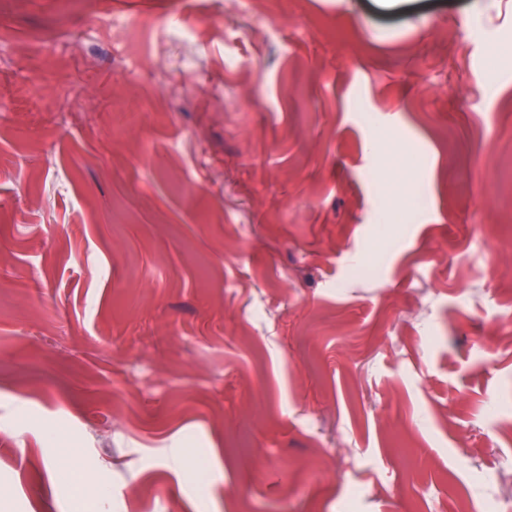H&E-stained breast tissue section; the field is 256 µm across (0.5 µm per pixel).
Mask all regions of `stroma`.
Wrapping results in <instances>:
<instances>
[{
    "instance_id": "obj_1",
    "label": "stroma",
    "mask_w": 512,
    "mask_h": 512,
    "mask_svg": "<svg viewBox=\"0 0 512 512\" xmlns=\"http://www.w3.org/2000/svg\"><path fill=\"white\" fill-rule=\"evenodd\" d=\"M473 2L0 0V512H79L70 470L90 512L512 499V0Z\"/></svg>"
}]
</instances>
